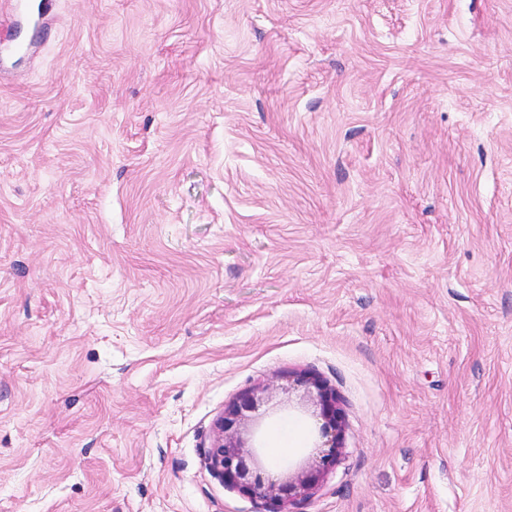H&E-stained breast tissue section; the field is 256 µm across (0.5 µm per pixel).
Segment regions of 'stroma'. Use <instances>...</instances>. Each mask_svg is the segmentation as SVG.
<instances>
[{
    "label": "stroma",
    "mask_w": 512,
    "mask_h": 512,
    "mask_svg": "<svg viewBox=\"0 0 512 512\" xmlns=\"http://www.w3.org/2000/svg\"><path fill=\"white\" fill-rule=\"evenodd\" d=\"M512 512V0H0V512ZM297 385L312 386L323 423L320 434L324 439L320 448H328L320 462L309 470L288 477L282 483L266 480L260 473L257 460L241 436V426L258 410L268 393L263 387L251 390L224 410L217 422L214 442L207 450V461L213 473L224 483L237 487L253 499L269 505L266 512H302V505L322 478L336 467L342 448V415L335 392L322 381L306 376L297 378Z\"/></svg>",
    "instance_id": "35a3bbf8"
}]
</instances>
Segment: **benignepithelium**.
I'll return each mask as SVG.
<instances>
[{
	"label": "benign epithelium",
	"mask_w": 512,
	"mask_h": 512,
	"mask_svg": "<svg viewBox=\"0 0 512 512\" xmlns=\"http://www.w3.org/2000/svg\"><path fill=\"white\" fill-rule=\"evenodd\" d=\"M297 384L312 386L316 390L323 420L320 426L322 447L326 448L318 465L282 483L267 480L261 475L257 460L241 436V426L258 410L261 400L268 393L266 387L249 391L225 408L224 416L217 422L214 442L207 450V461L213 473L224 483L268 504V512H302V505L310 491L336 467L342 448V415L336 393L313 377L300 376Z\"/></svg>",
	"instance_id": "7a95c632"
}]
</instances>
